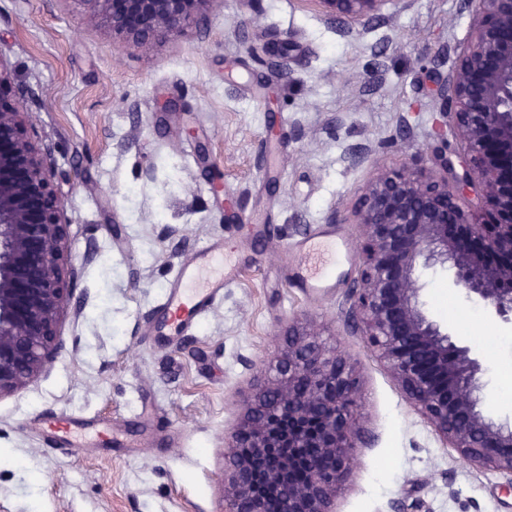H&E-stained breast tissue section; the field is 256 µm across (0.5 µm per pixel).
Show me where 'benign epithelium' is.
<instances>
[{"mask_svg":"<svg viewBox=\"0 0 512 512\" xmlns=\"http://www.w3.org/2000/svg\"><path fill=\"white\" fill-rule=\"evenodd\" d=\"M125 48L201 30L218 0H81ZM325 21L363 24L386 0H317ZM473 31L435 73L429 166L380 171L352 210L362 245L349 308L362 336L444 447L512 477V424L477 408L479 360L419 301L436 266L450 285L512 323V0H460ZM0 57V398L37 380L82 267L68 254L55 147L37 139ZM458 146H448L446 127ZM354 366L303 324L288 327L275 373L258 376L224 443L223 512H336L364 440Z\"/></svg>","mask_w":512,"mask_h":512,"instance_id":"obj_1","label":"benign epithelium"}]
</instances>
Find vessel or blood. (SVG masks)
I'll use <instances>...</instances> for the list:
<instances>
[{"mask_svg": "<svg viewBox=\"0 0 512 512\" xmlns=\"http://www.w3.org/2000/svg\"><path fill=\"white\" fill-rule=\"evenodd\" d=\"M298 249L301 287L312 293L327 287L329 269L342 253V243L316 233L302 239ZM237 276L238 266L226 257L223 242L213 241L199 248L179 265L174 282L165 292L162 307L168 316L167 327L181 332L200 324Z\"/></svg>", "mask_w": 512, "mask_h": 512, "instance_id": "obj_1", "label": "vessel or blood"}]
</instances>
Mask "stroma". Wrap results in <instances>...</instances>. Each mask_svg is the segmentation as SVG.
<instances>
[{"instance_id": "35a3bbf8", "label": "stroma", "mask_w": 512, "mask_h": 512, "mask_svg": "<svg viewBox=\"0 0 512 512\" xmlns=\"http://www.w3.org/2000/svg\"><path fill=\"white\" fill-rule=\"evenodd\" d=\"M383 13L345 37L315 0L252 11L222 0L202 36L139 51L88 24L83 0H0V57L56 148L69 251L84 266L64 350L0 399V512H222L224 438L254 374L304 319L362 386L367 439L336 512H512L507 475L443 447L348 313L361 247L351 211L378 171L425 152L431 60L447 48L451 67L472 22L458 0H386ZM283 36L287 56L262 53ZM322 230L352 257L334 287L308 295L294 285L297 245ZM219 238L240 262L237 281L198 331L155 336L177 263ZM451 276L428 272L420 301L480 360L479 408L511 422L512 324L450 288ZM61 415L89 430L112 423L116 440L64 448L45 431Z\"/></svg>"}]
</instances>
